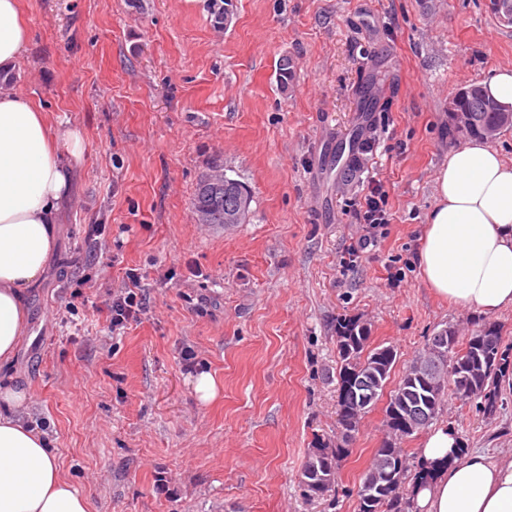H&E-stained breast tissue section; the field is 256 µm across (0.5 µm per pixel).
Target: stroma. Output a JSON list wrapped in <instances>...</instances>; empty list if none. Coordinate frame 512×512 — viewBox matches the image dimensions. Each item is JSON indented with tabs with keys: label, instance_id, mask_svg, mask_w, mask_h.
Here are the masks:
<instances>
[{
	"label": "stroma",
	"instance_id": "35a3bbf8",
	"mask_svg": "<svg viewBox=\"0 0 512 512\" xmlns=\"http://www.w3.org/2000/svg\"><path fill=\"white\" fill-rule=\"evenodd\" d=\"M21 7L29 40L6 86L78 131L81 154L56 254L0 379L28 392L31 421L91 512H357L387 396L427 337L491 324L512 345L511 308L441 300L417 261L438 171L467 141L448 98L512 69V24L489 0H233L221 31L210 0ZM359 136L371 141L359 166L329 163V148ZM217 159L253 195L248 223L194 221L197 180ZM374 181L390 222L342 269L360 235L351 204ZM132 269L145 312L115 333L90 302ZM345 314L397 360L334 495L309 499V453L339 441ZM202 374L215 382L209 401L195 390ZM504 397L492 419L447 397L431 428L512 461Z\"/></svg>",
	"mask_w": 512,
	"mask_h": 512
}]
</instances>
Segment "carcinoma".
Here are the masks:
<instances>
[{
  "label": "carcinoma",
  "mask_w": 512,
  "mask_h": 512,
  "mask_svg": "<svg viewBox=\"0 0 512 512\" xmlns=\"http://www.w3.org/2000/svg\"><path fill=\"white\" fill-rule=\"evenodd\" d=\"M471 92L464 105L472 110L473 127L465 134L480 136L485 129L496 126L499 130L512 128V122L503 120V113L496 111L484 87L470 85ZM224 168L216 160L202 173L191 202L192 214L205 210L210 223H224V213L233 209L242 193L250 194L240 181L228 191L216 192L206 185L208 172ZM444 348L436 345V337L427 340L425 348L416 356L401 377L385 408L388 437L376 449L364 479L357 491L358 512H411V501L405 492V479L410 470V458L397 447V442L413 435L400 427L394 405L406 401L413 405H427L428 418L432 421L443 406L445 396L452 394L463 402H476V411L491 419L505 410L502 398V381L512 375V346L503 345L496 327L489 325L474 332L465 342L452 327H445ZM370 328L356 316L336 319V349L339 359L338 400L336 427L351 432L341 436L334 448H317L309 456L301 478L306 496H323L334 490L339 462L349 452V445L359 431L362 416L376 405L390 377L397 354L392 346L367 350ZM375 389L369 404L353 406V400L365 390Z\"/></svg>",
  "instance_id": "cac0c4a2"
}]
</instances>
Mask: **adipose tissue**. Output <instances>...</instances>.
<instances>
[{"label":"adipose tissue","instance_id":"obj_1","mask_svg":"<svg viewBox=\"0 0 512 512\" xmlns=\"http://www.w3.org/2000/svg\"><path fill=\"white\" fill-rule=\"evenodd\" d=\"M29 30L21 0H0V74L10 72ZM70 147L62 154L57 141ZM80 134L51 129L43 111L17 93L0 94V363L15 355L28 319L27 292L55 251L58 216L72 184L69 157ZM429 288L482 313L512 308V163L482 140L451 149L437 176V203L419 253ZM29 396L0 383V512H90L42 433L23 416ZM455 435L439 427L421 459L437 466L415 489L412 512H512V461L470 451L455 456Z\"/></svg>","mask_w":512,"mask_h":512}]
</instances>
